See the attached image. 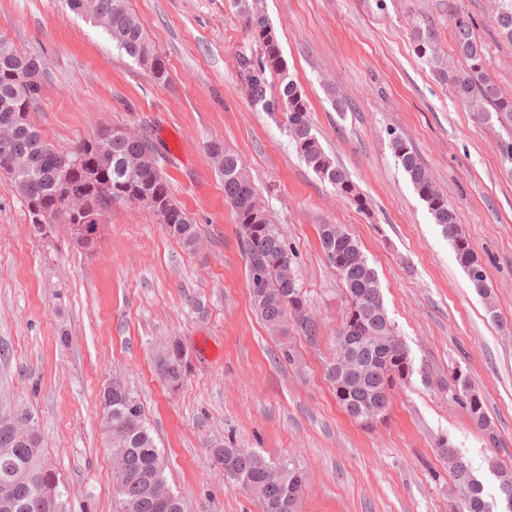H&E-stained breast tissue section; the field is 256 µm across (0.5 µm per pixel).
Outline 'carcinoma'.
<instances>
[{
	"label": "carcinoma",
	"instance_id": "cac0c4a2",
	"mask_svg": "<svg viewBox=\"0 0 512 512\" xmlns=\"http://www.w3.org/2000/svg\"><path fill=\"white\" fill-rule=\"evenodd\" d=\"M245 29L260 48L255 57L242 55L237 64L244 76L246 94L254 106L280 103L283 126L297 154L336 195L359 210L367 200L346 171L325 152L308 117V102L288 74L276 32L258 0H234ZM68 9L93 20L115 45L153 77L169 81L165 61L145 35V23L126 0H66ZM495 22L501 36L512 42V8L500 9ZM456 46L466 62L460 70L440 67L436 46L429 32L417 27V55L437 67L439 78L453 89L455 97L480 120L491 114L512 118V97L505 96L486 66V47L475 24L458 15ZM46 65L34 51H19L0 40V170L10 177L22 200L30 224L36 218L53 227L71 229L74 247L88 253L96 248L95 219L108 216L117 203L133 204L149 198V209L165 224L170 235L192 247L198 240L197 225L174 201L170 182L160 165L166 154L143 133H116L102 126L88 137L67 147L48 143L31 121L46 79ZM278 76L269 85L267 76ZM394 157L408 175L419 197L427 204L435 223L451 241L456 257L474 288L487 293L486 271L458 230L457 215L433 181L412 146L396 135L390 143ZM206 151L224 180V200L234 213L247 283L253 307L274 336L288 335L295 328L313 338L316 325L308 292L295 267L294 254L281 237L266 208L244 172L240 158L220 141L207 143ZM319 240L329 266L342 281L345 311L334 339L335 353L325 368V377L337 402L356 421L388 404L389 391L414 372L406 347L393 343L395 325L388 316L375 269L369 264L358 239L336 224L319 225ZM158 375L173 389L180 387L190 371L187 349L177 338L169 340L155 357ZM450 399L466 408L477 427L486 431L490 444H497L483 400L469 377L453 371L441 383ZM11 420H25L32 428L29 440L16 438L0 422V483L18 482L15 503L0 512H54L49 494L59 501L56 473L42 465L43 440L31 413L5 407ZM103 431L112 448V480L121 487L115 495L116 512H188L187 503L165 477L164 449L151 434L144 411L133 389L125 382L112 388L111 405L103 412ZM210 452L243 490L253 494L262 512H301L302 484L306 474L288 462H273L246 448L213 444ZM501 493L512 501V468L492 460ZM459 504L453 512H492L483 497L481 483L464 470L452 468Z\"/></svg>",
	"mask_w": 512,
	"mask_h": 512
}]
</instances>
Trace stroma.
I'll return each mask as SVG.
<instances>
[{
	"label": "stroma",
	"mask_w": 512,
	"mask_h": 512,
	"mask_svg": "<svg viewBox=\"0 0 512 512\" xmlns=\"http://www.w3.org/2000/svg\"><path fill=\"white\" fill-rule=\"evenodd\" d=\"M502 2L265 0L320 142L367 198L360 211L298 157L281 115L251 105L237 58L259 48L231 0H128L166 62V84L65 0H0V39L45 58L31 114L45 140L67 146L103 125L149 129L171 153L163 168L173 198L199 232L187 249L148 208L117 204L88 253L73 248L67 226L47 240L35 235L0 176V402L33 414L71 512H115L99 405L112 376L138 395L165 450L167 481L191 512H261L214 465L211 441L300 466L302 512H451L457 489L437 448L443 438L481 478L486 499L499 500L489 461L512 467V174L496 144L512 125L474 120L417 56L413 29L429 30L461 69L453 16H469L489 72L512 96V43L494 20ZM395 133L454 206L490 295L473 288L395 160ZM211 140L239 155L295 251L315 339L294 330L271 337L255 315L234 214L205 150ZM321 224L360 241L399 338L430 370L397 384L373 427L353 422L324 378L345 299L320 248ZM173 338L191 359L176 390L153 370ZM284 344L295 363L280 359ZM456 369L482 396L497 445L441 390Z\"/></svg>",
	"instance_id": "stroma-1"
}]
</instances>
